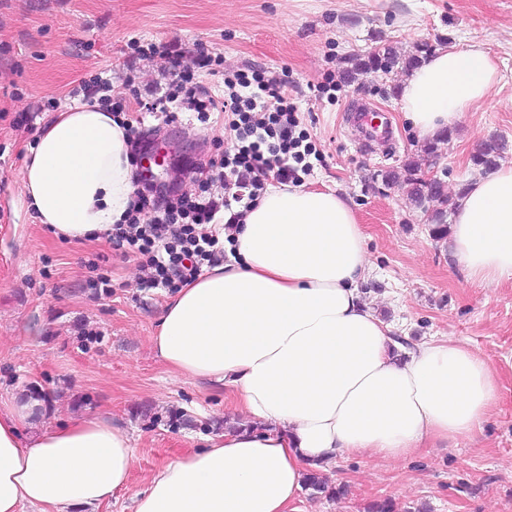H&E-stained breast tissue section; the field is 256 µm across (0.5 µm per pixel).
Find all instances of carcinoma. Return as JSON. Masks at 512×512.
<instances>
[{
    "label": "carcinoma",
    "mask_w": 512,
    "mask_h": 512,
    "mask_svg": "<svg viewBox=\"0 0 512 512\" xmlns=\"http://www.w3.org/2000/svg\"><path fill=\"white\" fill-rule=\"evenodd\" d=\"M436 48L429 41H421L415 45V53L402 58L389 44H384L364 55L348 58L349 67L343 71L344 79L355 82L359 77L379 71L390 72L396 66L409 70L419 66ZM503 146L497 141H489L472 156V164L483 169H491L498 165ZM382 179L388 183H402L408 188V194L416 207L430 213L431 223L435 224L434 237L442 240L448 235V212L454 210L455 201L448 197L441 181H427L423 178L421 166L414 161H406L400 169L382 173ZM304 488L313 494H325L339 497L344 489L330 485L317 471H311L305 478Z\"/></svg>",
    "instance_id": "obj_1"
}]
</instances>
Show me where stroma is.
Instances as JSON below:
<instances>
[{
  "mask_svg": "<svg viewBox=\"0 0 512 512\" xmlns=\"http://www.w3.org/2000/svg\"><path fill=\"white\" fill-rule=\"evenodd\" d=\"M174 39L223 56V74L199 75L212 95L223 96L225 77L252 68L286 83L317 149L302 184L347 194L372 265L361 294L393 337L408 348L434 340L475 347L499 374L496 407L472 436L422 446L401 461L340 457L325 475L347 494L302 492L299 512H367L383 498L398 512H512V277L475 283L404 188L383 181L382 171L424 145L389 93L402 71L322 90L347 58L385 43L402 53L419 41L482 45L500 80L454 122L436 159L449 195H457L480 175L471 157L485 142L503 140L500 162L512 164V0H0V86L10 91L0 96V208L11 213L0 221V399L38 393L31 432L91 415L128 432L129 485L96 512H133L134 494L154 471L203 447L235 414L223 389L181 378L155 357L151 338L168 290L140 288L128 248L57 240L22 184L31 137L15 122L28 115L42 130L53 113L28 114L29 101L64 111L74 104L69 89L98 75L111 80L114 101L133 104L136 91L167 82L170 71L158 57L130 61L129 44ZM368 107L386 115L392 139L366 150L354 136ZM141 118V132L170 144L162 182L197 192L182 169L229 146L222 116ZM102 274L110 292L91 286Z\"/></svg>",
  "mask_w": 512,
  "mask_h": 512,
  "instance_id": "stroma-1",
  "label": "stroma"
}]
</instances>
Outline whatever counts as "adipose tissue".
Returning a JSON list of instances; mask_svg holds the SVG:
<instances>
[{
  "instance_id": "ef3b65f1",
  "label": "adipose tissue",
  "mask_w": 512,
  "mask_h": 512,
  "mask_svg": "<svg viewBox=\"0 0 512 512\" xmlns=\"http://www.w3.org/2000/svg\"><path fill=\"white\" fill-rule=\"evenodd\" d=\"M496 79L482 49L439 47L403 80L401 109L432 139ZM31 154L23 188L56 238L82 241L122 221L135 180L111 113H59ZM225 234L224 262L168 298L152 347L172 372L224 387L264 430L212 434L164 464L134 512H289L309 469L346 454L402 460L424 441L472 435L495 408L496 371L473 349L432 341L397 353L361 299L371 263L338 191L270 187ZM449 247L471 279L512 277V166L457 197ZM31 413L0 405V512H92L127 487L125 429L88 416L28 435Z\"/></svg>"
}]
</instances>
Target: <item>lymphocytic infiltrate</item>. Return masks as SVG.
Listing matches in <instances>:
<instances>
[{
  "label": "lymphocytic infiltrate",
  "mask_w": 512,
  "mask_h": 512,
  "mask_svg": "<svg viewBox=\"0 0 512 512\" xmlns=\"http://www.w3.org/2000/svg\"><path fill=\"white\" fill-rule=\"evenodd\" d=\"M131 56L162 57L172 71L169 82L147 88L139 108L169 119L181 109L203 120L219 112L235 136L220 158L193 166L197 195L136 192L122 222L108 235L111 244L129 246L138 255L142 288L179 289L196 281L203 266L221 263L224 245L210 226L224 214L230 223H240L243 214L230 212L231 202L251 207L268 182H300L311 168L313 148L299 127L285 85L266 78L263 71L226 80L227 91L217 100L198 86L196 73L220 65V56L200 48L187 51L174 40L133 44ZM215 182L223 185V192H211Z\"/></svg>",
  "instance_id": "f902f5d3"
}]
</instances>
